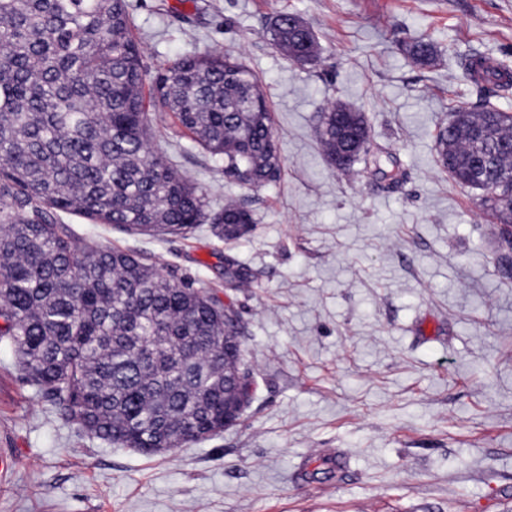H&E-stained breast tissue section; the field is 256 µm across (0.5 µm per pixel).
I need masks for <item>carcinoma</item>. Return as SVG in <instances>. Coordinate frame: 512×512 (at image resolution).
<instances>
[{
	"label": "carcinoma",
	"instance_id": "1",
	"mask_svg": "<svg viewBox=\"0 0 512 512\" xmlns=\"http://www.w3.org/2000/svg\"><path fill=\"white\" fill-rule=\"evenodd\" d=\"M293 21L275 17V46L318 62L314 33ZM402 52L420 66L437 54L425 39ZM511 71L480 57L462 79L506 92ZM157 112L224 162V178L260 188L280 176L271 108L244 63L212 51L148 80L126 0H0V339L79 431L147 454L224 431L244 364L238 314L148 254L75 238L60 214L156 236L209 219L227 240L254 224L234 200L208 217L205 192L151 145ZM316 136L338 170L380 162L365 114L347 103L323 107ZM445 157L453 181L512 224V114L458 107L436 136V162ZM224 281L248 288L252 273L227 259Z\"/></svg>",
	"mask_w": 512,
	"mask_h": 512
}]
</instances>
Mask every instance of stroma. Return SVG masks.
Instances as JSON below:
<instances>
[{
    "mask_svg": "<svg viewBox=\"0 0 512 512\" xmlns=\"http://www.w3.org/2000/svg\"><path fill=\"white\" fill-rule=\"evenodd\" d=\"M148 74L218 49L260 78L284 167L256 190L225 179L172 116L152 143L211 211L253 213L246 239L210 224L130 235L72 214L81 238L151 252L164 274L219 282L244 325L254 390L239 422L162 455L77 431L0 343V512H512V277L475 191L435 161L455 100L512 113V93L461 79L480 56L512 67V0H128ZM291 13L322 48L290 62L271 23ZM435 43L412 64L402 43ZM364 112L380 169H332L324 104ZM232 283L237 288H248L252 282L251 271L232 259L224 263V283Z\"/></svg>",
    "mask_w": 512,
    "mask_h": 512,
    "instance_id": "stroma-1",
    "label": "stroma"
}]
</instances>
